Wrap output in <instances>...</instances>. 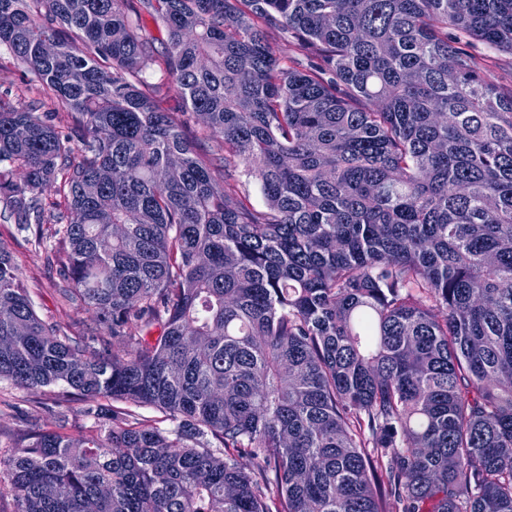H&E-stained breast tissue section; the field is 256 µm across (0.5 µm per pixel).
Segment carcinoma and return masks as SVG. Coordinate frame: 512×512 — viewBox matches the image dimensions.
I'll return each mask as SVG.
<instances>
[{
    "mask_svg": "<svg viewBox=\"0 0 512 512\" xmlns=\"http://www.w3.org/2000/svg\"><path fill=\"white\" fill-rule=\"evenodd\" d=\"M473 40L512 54V0H0L71 118L0 98V210L100 327L42 318L0 246V379L112 401L22 430L0 498L512 512V83ZM472 51L478 59L480 78L491 85H500L509 80L512 72V55L493 51L480 41L472 42ZM154 82L159 83L158 85L160 86L157 96L162 107L174 112L180 111L182 99L177 86L171 80H161L159 77H156Z\"/></svg>",
    "mask_w": 512,
    "mask_h": 512,
    "instance_id": "obj_1",
    "label": "carcinoma"
}]
</instances>
